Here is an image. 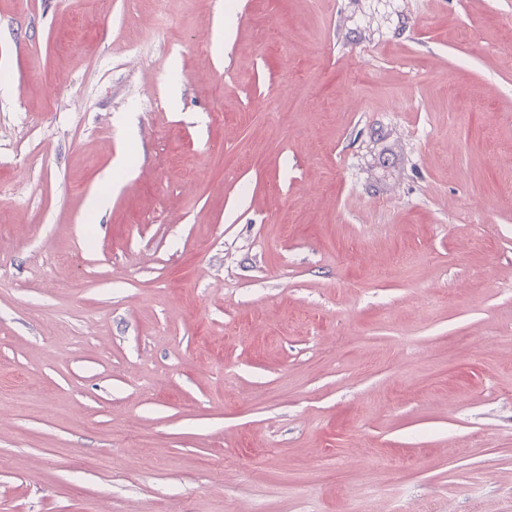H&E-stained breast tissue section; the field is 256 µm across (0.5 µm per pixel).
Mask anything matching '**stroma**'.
I'll use <instances>...</instances> for the list:
<instances>
[{
    "label": "stroma",
    "instance_id": "obj_1",
    "mask_svg": "<svg viewBox=\"0 0 512 512\" xmlns=\"http://www.w3.org/2000/svg\"><path fill=\"white\" fill-rule=\"evenodd\" d=\"M0 384V512H512V0H0Z\"/></svg>",
    "mask_w": 512,
    "mask_h": 512
}]
</instances>
